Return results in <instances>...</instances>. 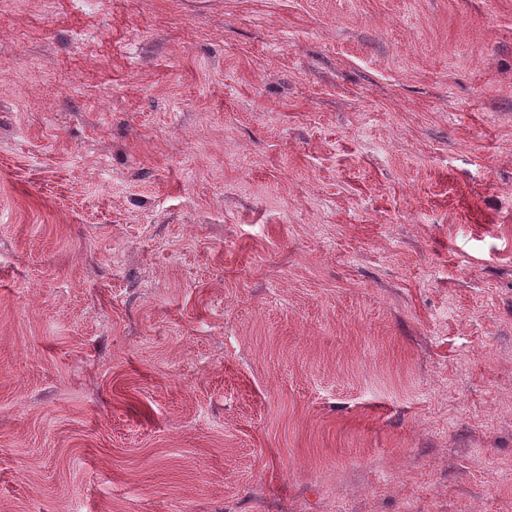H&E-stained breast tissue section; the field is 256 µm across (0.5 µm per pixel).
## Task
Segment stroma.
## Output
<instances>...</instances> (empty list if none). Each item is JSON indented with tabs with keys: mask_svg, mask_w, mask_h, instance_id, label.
<instances>
[{
	"mask_svg": "<svg viewBox=\"0 0 512 512\" xmlns=\"http://www.w3.org/2000/svg\"><path fill=\"white\" fill-rule=\"evenodd\" d=\"M0 512H512V0H0Z\"/></svg>",
	"mask_w": 512,
	"mask_h": 512,
	"instance_id": "35a3bbf8",
	"label": "stroma"
}]
</instances>
